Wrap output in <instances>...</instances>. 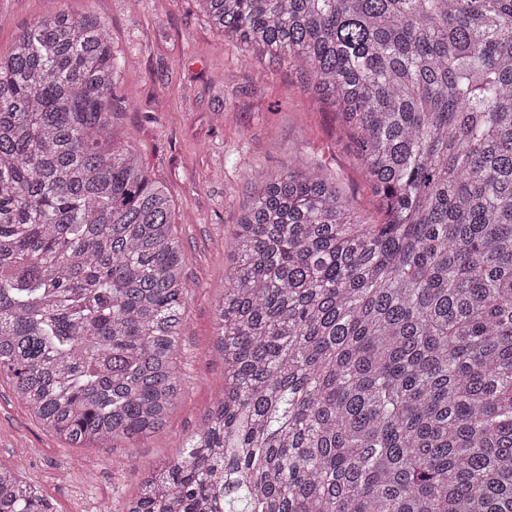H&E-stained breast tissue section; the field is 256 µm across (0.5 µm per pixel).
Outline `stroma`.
Returning a JSON list of instances; mask_svg holds the SVG:
<instances>
[{
    "mask_svg": "<svg viewBox=\"0 0 512 512\" xmlns=\"http://www.w3.org/2000/svg\"><path fill=\"white\" fill-rule=\"evenodd\" d=\"M63 9L92 12L124 56L119 141L168 190L188 264L177 364L184 397L166 426L129 448H72L45 430L0 376V464L19 469L51 512H126L144 465L171 460L206 421L224 386L213 355L215 303L224 293L241 209L258 174L321 164L361 215L375 213L333 108L298 70L242 53L211 28L194 0H0V52L22 30Z\"/></svg>",
    "mask_w": 512,
    "mask_h": 512,
    "instance_id": "stroma-1",
    "label": "stroma"
}]
</instances>
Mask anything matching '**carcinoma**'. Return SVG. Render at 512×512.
Segmentation results:
<instances>
[{"mask_svg": "<svg viewBox=\"0 0 512 512\" xmlns=\"http://www.w3.org/2000/svg\"><path fill=\"white\" fill-rule=\"evenodd\" d=\"M299 64L381 218L259 179L216 303L224 388L127 512H512V0H196ZM120 54L48 14L0 55V372L48 430L166 423L188 287L166 188L116 145ZM0 512H48L0 465Z\"/></svg>", "mask_w": 512, "mask_h": 512, "instance_id": "obj_1", "label": "carcinoma"}]
</instances>
